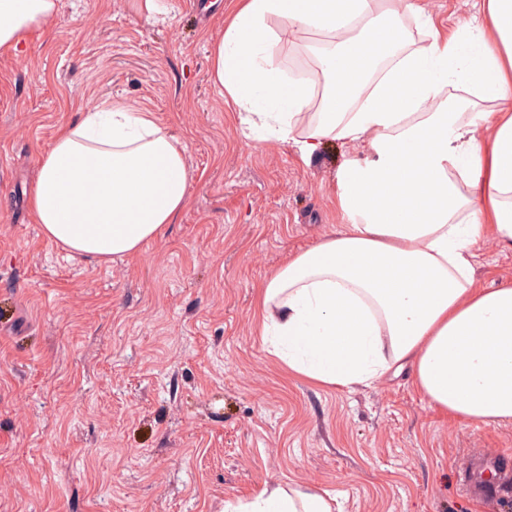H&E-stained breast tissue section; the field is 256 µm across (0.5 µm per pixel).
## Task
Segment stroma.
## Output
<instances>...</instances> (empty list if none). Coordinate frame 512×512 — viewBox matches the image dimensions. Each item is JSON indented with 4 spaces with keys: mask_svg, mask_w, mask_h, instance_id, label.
Here are the masks:
<instances>
[{
    "mask_svg": "<svg viewBox=\"0 0 512 512\" xmlns=\"http://www.w3.org/2000/svg\"><path fill=\"white\" fill-rule=\"evenodd\" d=\"M205 2L149 20L132 0H60L0 55V512H223L265 481L338 492L343 512H512L465 492L474 452L512 470V424H462L407 372L347 390L268 353L258 288L346 224L339 174L368 147L305 161L245 139L208 74L231 0ZM325 45L306 33L277 54L316 84ZM105 99L152 113L194 177L178 223L113 262L70 255L28 207L59 126ZM476 250L482 287L512 282L494 233Z\"/></svg>",
    "mask_w": 512,
    "mask_h": 512,
    "instance_id": "obj_1",
    "label": "stroma"
}]
</instances>
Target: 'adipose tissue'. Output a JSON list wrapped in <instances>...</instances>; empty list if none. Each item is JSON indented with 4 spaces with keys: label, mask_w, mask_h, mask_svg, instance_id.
<instances>
[{
    "label": "adipose tissue",
    "mask_w": 512,
    "mask_h": 512,
    "mask_svg": "<svg viewBox=\"0 0 512 512\" xmlns=\"http://www.w3.org/2000/svg\"><path fill=\"white\" fill-rule=\"evenodd\" d=\"M59 0H0V53L46 30ZM417 0H235L209 77L248 139L302 159L327 142L370 153L339 176L348 223L287 259L260 287V334L290 372L369 386L410 371L429 403L473 426L512 423V284L480 287L474 244L493 229L512 251V0H485L455 34L429 27L407 54ZM331 40L321 89L287 80L275 48L297 32ZM454 85L496 101L463 112ZM192 176L151 113L85 107L36 163L29 207L43 235L107 262L175 223ZM224 512H341L339 495L264 483Z\"/></svg>",
    "instance_id": "ef3b65f1"
}]
</instances>
